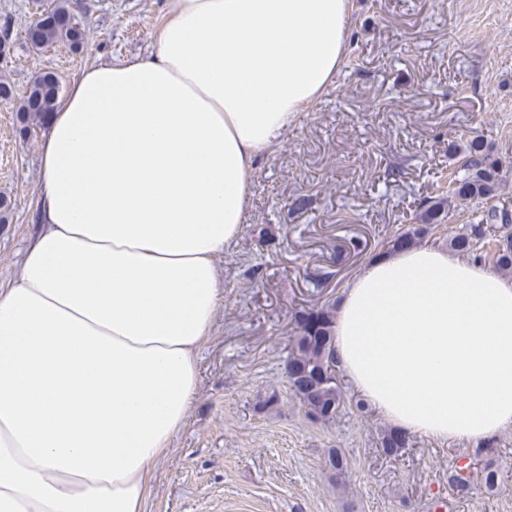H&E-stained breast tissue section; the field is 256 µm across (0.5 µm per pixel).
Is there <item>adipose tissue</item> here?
I'll return each mask as SVG.
<instances>
[{
  "mask_svg": "<svg viewBox=\"0 0 512 512\" xmlns=\"http://www.w3.org/2000/svg\"><path fill=\"white\" fill-rule=\"evenodd\" d=\"M350 18L351 0H166L147 55L58 99L38 231L0 288V512H145L196 396L215 257ZM334 356L386 423L487 440L512 427V279L434 246L379 256L340 293Z\"/></svg>",
  "mask_w": 512,
  "mask_h": 512,
  "instance_id": "ef3b65f1",
  "label": "adipose tissue"
}]
</instances>
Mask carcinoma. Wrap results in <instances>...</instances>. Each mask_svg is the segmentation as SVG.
Returning a JSON list of instances; mask_svg holds the SVG:
<instances>
[{"label": "carcinoma", "mask_w": 512, "mask_h": 512, "mask_svg": "<svg viewBox=\"0 0 512 512\" xmlns=\"http://www.w3.org/2000/svg\"><path fill=\"white\" fill-rule=\"evenodd\" d=\"M27 40L35 47H46L57 42L67 41L74 47H81L84 28L75 21L69 0H56L54 7L41 13L27 28ZM60 95V83L51 72L37 74L26 88L19 93L6 82H0V100L15 103L19 132L26 136L31 126L46 119L54 110ZM448 148L458 158L454 171L451 191L446 196L421 200L417 219L423 226L408 230L386 241L387 249L395 250L402 244L419 238L420 233L429 232V225L443 224L448 218V198L459 197L466 200H486L494 196L501 180L498 162L486 154L478 138H472L465 150L451 143ZM494 242L491 260L494 267L512 274V214L508 210L491 208L475 224H469L464 231L448 238V246L474 258L485 259L482 245L485 241ZM334 319L326 307L317 312L314 326L297 324L295 336L288 354L287 377L291 393L299 399L310 417L329 424L336 420L340 408L346 403L341 384L336 376V362L333 355ZM408 442L407 435L392 429L380 437L381 452L387 457H396ZM328 462L334 472L336 487L346 486L348 479L347 459L335 449L330 450ZM448 484L458 494L469 492L471 476L460 473L455 468L448 474Z\"/></svg>", "instance_id": "1"}]
</instances>
